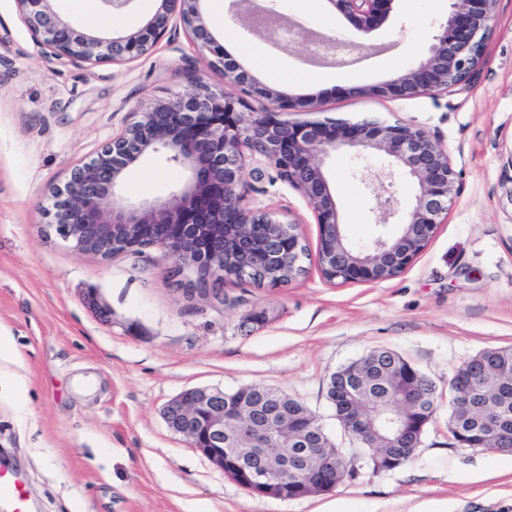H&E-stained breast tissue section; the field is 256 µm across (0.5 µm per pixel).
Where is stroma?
Segmentation results:
<instances>
[{"mask_svg": "<svg viewBox=\"0 0 512 512\" xmlns=\"http://www.w3.org/2000/svg\"><path fill=\"white\" fill-rule=\"evenodd\" d=\"M81 30L121 34L154 13L133 0L116 18L88 16L83 0H53ZM201 11L228 53L251 46L266 64L238 56L270 84L291 76L294 94L318 95L322 109L283 110L290 122L375 119L429 132L447 151L460 192L425 251L379 284L331 282L313 257L320 240L304 196L277 179L262 157L243 173L250 207L296 222L310 255L287 285H224L223 300L174 290L160 250L103 259L74 252L47 228L53 188L132 123L143 106L204 78L240 96L239 86L204 68L190 33L173 20L147 55L120 64L55 59L33 36L16 0H0V447L20 467L34 512H512V455L448 440L449 385L488 348H512V0H497L487 62L467 85L435 96L352 95L385 81L418 56L446 18L395 0L369 37L374 50L346 66L307 62L297 40L281 53L231 20L232 0ZM347 154L328 164L351 241L377 231L374 198L349 174ZM180 171L149 159L129 169L133 199L162 193ZM109 307L99 320L88 296ZM402 355L436 387L437 410L402 467L360 469L333 490L299 499H255L190 448L165 423L182 390L233 391L264 385L315 413L330 440L351 447L327 399L330 375L375 349Z\"/></svg>", "mask_w": 512, "mask_h": 512, "instance_id": "obj_1", "label": "stroma"}]
</instances>
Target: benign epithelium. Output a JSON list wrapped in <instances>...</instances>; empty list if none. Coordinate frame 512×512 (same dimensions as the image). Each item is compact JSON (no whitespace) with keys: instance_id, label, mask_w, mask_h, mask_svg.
Returning <instances> with one entry per match:
<instances>
[{"instance_id":"obj_1","label":"benign epithelium","mask_w":512,"mask_h":512,"mask_svg":"<svg viewBox=\"0 0 512 512\" xmlns=\"http://www.w3.org/2000/svg\"><path fill=\"white\" fill-rule=\"evenodd\" d=\"M30 31L58 58L79 62L124 61L147 54L178 17L189 28L197 47L211 54L208 66L218 67L224 80L244 88L253 98L274 108L313 107L317 100L291 94L284 87L264 84L232 58L204 21L201 0H161L140 28L106 38L82 33L58 15L51 0H17ZM394 0H329L362 34L379 28ZM446 19L437 26L420 59L398 67L379 85L353 88V93L386 98L434 95L465 85L472 72L486 63L485 49L493 34L497 0H450ZM260 33L273 48L286 52L279 32L284 26L295 38L326 39L297 21L269 8L253 6L251 13L232 14V20ZM244 100L230 97L205 81L192 91L156 101L140 113L139 120L106 144L89 162L74 168L64 186L52 192L48 228L78 253L109 259L116 254L142 255L150 248L162 250L173 263L177 278H205L209 295L224 294V282L244 280L251 258L231 267L224 262V246L233 237L229 227L268 224L276 235L261 244L269 258H282L303 245L296 225L276 213L254 210L245 204L242 173L249 157L259 155L278 176L297 189L313 207L320 225L317 263L323 273L347 283H380L403 273L427 247L437 226L448 217L459 194L456 172L448 152L423 129L386 125L363 119L317 123H287L271 110L245 114ZM163 112L162 126L154 117ZM349 152L361 160L374 156L385 179L373 180L356 165L360 179L377 202L376 223L391 218L398 224L393 237L378 236L363 246L351 244L345 234L336 195L327 175V163L336 153ZM164 153L186 175L172 190L153 200L132 202L120 188L126 170L147 155ZM401 173L415 189L404 205L394 202L391 188ZM288 240V246L282 241ZM473 369L455 373L450 382L451 408L469 412L461 392L470 391L487 377H508L507 361L486 351L470 359ZM378 372L392 392L396 405L372 415L354 408L355 393L366 375ZM266 396L268 417L261 421L253 397ZM327 398L336 419L357 447H335L321 424L313 430V447L299 448L301 422L310 411L268 389L243 387L226 393L195 387L182 391L163 410L168 428L183 436L189 447L215 468L237 471L236 483L253 497L301 498L335 488L344 478L367 466L388 471L409 461L422 442L433 415L435 386L398 353L379 349L341 367L329 377ZM454 442L472 448H490L512 454V428L497 424L493 432L463 421L448 429ZM291 468L300 474L293 494L281 477Z\"/></svg>"}]
</instances>
